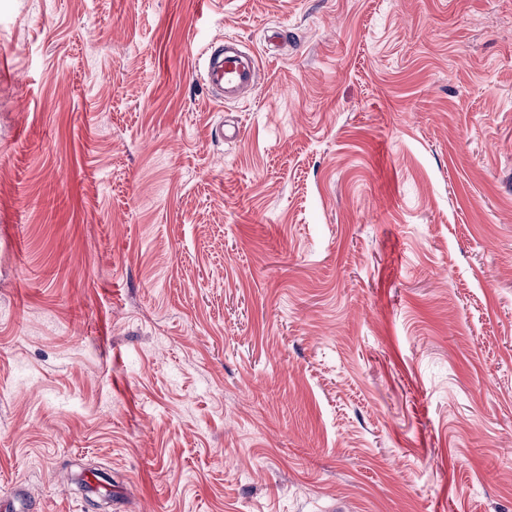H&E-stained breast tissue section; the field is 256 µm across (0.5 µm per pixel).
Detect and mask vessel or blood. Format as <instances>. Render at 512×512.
I'll return each instance as SVG.
<instances>
[{"label":"vessel or blood","mask_w":512,"mask_h":512,"mask_svg":"<svg viewBox=\"0 0 512 512\" xmlns=\"http://www.w3.org/2000/svg\"><path fill=\"white\" fill-rule=\"evenodd\" d=\"M204 80L215 100L236 97L243 89L257 86L261 66L255 53L240 49L236 39L228 38L221 44H208L201 52Z\"/></svg>","instance_id":"obj_1"}]
</instances>
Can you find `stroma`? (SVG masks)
Segmentation results:
<instances>
[{
    "label": "stroma",
    "mask_w": 512,
    "mask_h": 512,
    "mask_svg": "<svg viewBox=\"0 0 512 512\" xmlns=\"http://www.w3.org/2000/svg\"><path fill=\"white\" fill-rule=\"evenodd\" d=\"M85 469L512 512V0H0V499L94 512ZM239 41L226 38L222 44L210 43L201 52L204 81L218 101L236 97L243 89L256 87L261 75L259 58L239 48Z\"/></svg>",
    "instance_id": "stroma-1"
}]
</instances>
